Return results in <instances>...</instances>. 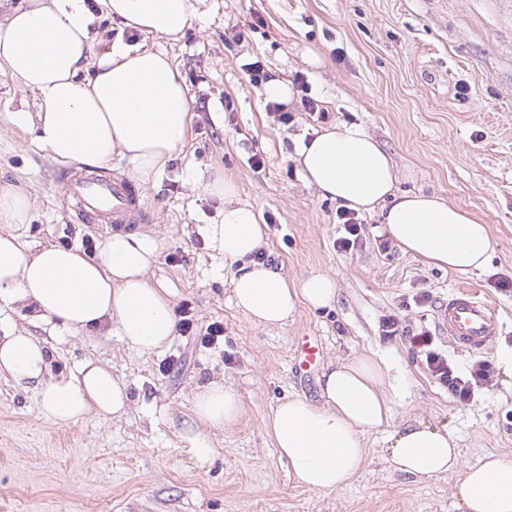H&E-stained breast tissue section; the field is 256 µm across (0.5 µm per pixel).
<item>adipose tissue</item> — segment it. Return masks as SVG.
<instances>
[{
	"label": "adipose tissue",
	"mask_w": 512,
	"mask_h": 512,
	"mask_svg": "<svg viewBox=\"0 0 512 512\" xmlns=\"http://www.w3.org/2000/svg\"><path fill=\"white\" fill-rule=\"evenodd\" d=\"M105 13L142 33L179 39L199 13L195 0H101ZM85 0H26L0 21V71L39 97L37 139L62 163L108 165L121 152L136 178L154 176L182 146L193 99L166 53L114 40L95 52ZM303 180L337 207L379 212L393 242L407 255L457 273L484 269L496 241L488 225L441 196L397 188L395 166L381 145L356 125L334 126L297 152ZM208 192L224 202L219 223L207 237L231 273L236 307L250 321L275 327L300 306L320 309L336 300L335 280L313 274L294 283L254 261L265 227L254 206L238 201L237 186L215 174ZM155 251L146 238L119 231L95 255L48 244L27 249L13 233H0V301L32 318L78 334L114 323L120 340L146 353L162 349L175 331L166 288L147 272ZM33 389L44 420L66 426L89 414L120 415L128 387L100 362L73 371L50 372L45 339L12 327L0 332V375ZM385 371L361 354L329 364L312 401L295 395L280 402L266 425L296 485L317 492L346 488L363 466L364 436L387 424L390 400ZM243 413L236 389L212 380L198 386L192 428L184 438L196 464L217 455L209 433L235 424ZM385 460L417 480L462 470L453 496L459 512H512V460L490 454L461 468L447 425L407 421L388 432Z\"/></svg>",
	"instance_id": "obj_1"
}]
</instances>
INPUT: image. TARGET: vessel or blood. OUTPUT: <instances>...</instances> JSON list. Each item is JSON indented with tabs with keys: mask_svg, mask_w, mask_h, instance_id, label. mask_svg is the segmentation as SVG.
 <instances>
[{
	"mask_svg": "<svg viewBox=\"0 0 512 512\" xmlns=\"http://www.w3.org/2000/svg\"><path fill=\"white\" fill-rule=\"evenodd\" d=\"M65 195L76 217L112 231H126L152 216L131 180L84 173L67 178ZM439 329L460 348L485 350L503 328L495 309L473 290L463 289L442 301L436 310Z\"/></svg>",
	"mask_w": 512,
	"mask_h": 512,
	"instance_id": "1",
	"label": "vessel or blood"
}]
</instances>
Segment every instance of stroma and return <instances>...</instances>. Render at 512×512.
<instances>
[{"label": "stroma", "mask_w": 512, "mask_h": 512, "mask_svg": "<svg viewBox=\"0 0 512 512\" xmlns=\"http://www.w3.org/2000/svg\"><path fill=\"white\" fill-rule=\"evenodd\" d=\"M87 4L96 50L119 38L166 52L194 99L183 148L138 185L155 214L139 231L156 249L149 281L169 288L175 306L189 305L197 329L223 323L224 341L204 348L177 334L161 350L139 353L112 324L61 337L0 302V321L47 340L53 372L98 359L132 397L123 414L56 426L39 416L34 391L0 377V512H458V473L418 482L391 473L384 430L366 435L367 458L348 488L315 492L291 482L264 424L288 396L317 398V376L294 369L301 337L315 336L324 363L368 354L386 367L385 391L401 392L391 426L413 418L447 425L465 467L490 452L512 459V374L498 360L512 349V292L500 287L512 282V0H200L201 20L177 40L124 28L100 15L96 0ZM256 61L267 81L291 85L282 102L295 115L291 126L270 113L265 83H247L242 68ZM299 73L307 89L293 87ZM305 94L325 119L303 111ZM37 110L35 92L1 73L0 188H24L30 199L29 220L14 231L33 248L89 251L107 232L67 210L63 181L80 166L54 160L19 122L18 113ZM336 124L360 126L381 144L399 190L437 194L488 224L498 243L488 267L461 275L396 247L380 250L384 227L375 214H362L355 249L338 250L337 207L303 181L295 161L302 142ZM255 156L262 167H253ZM217 169L267 224L272 266L294 281L335 278L332 307L300 308L280 327L237 310L230 273L206 239L224 209L205 188ZM463 286L505 320L478 354L455 347L434 320L438 302ZM390 315L431 331L457 369L491 363L492 385L456 401L424 351L384 336ZM214 379L237 389L245 413L213 433L219 453L202 467L181 431L196 387Z\"/></svg>", "instance_id": "1"}]
</instances>
